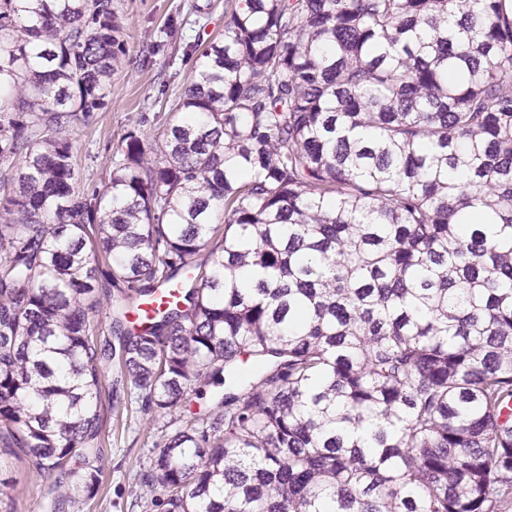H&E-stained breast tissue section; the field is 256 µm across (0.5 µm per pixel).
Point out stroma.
<instances>
[{
	"label": "stroma",
	"mask_w": 512,
	"mask_h": 512,
	"mask_svg": "<svg viewBox=\"0 0 512 512\" xmlns=\"http://www.w3.org/2000/svg\"><path fill=\"white\" fill-rule=\"evenodd\" d=\"M119 17L126 53L112 74V90L104 112L71 137L72 160L85 190H104L111 158L130 129L158 144L169 109L187 87L196 58L211 41L224 37V24L238 0H112ZM98 407L101 448L96 464L99 485L93 495L77 493L65 512H160L153 491L141 477L167 439L192 414L216 408L214 386L200 385L176 411H145L117 363L103 370ZM0 479L12 487L11 512H44L51 478L37 475L24 454L0 456Z\"/></svg>",
	"instance_id": "35a3bbf8"
}]
</instances>
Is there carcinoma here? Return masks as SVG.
<instances>
[{"instance_id": "cac0c4a2", "label": "carcinoma", "mask_w": 512, "mask_h": 512, "mask_svg": "<svg viewBox=\"0 0 512 512\" xmlns=\"http://www.w3.org/2000/svg\"><path fill=\"white\" fill-rule=\"evenodd\" d=\"M119 30L112 0H0V444L93 492L96 289L178 282L124 373L224 413L152 460L163 512H505L512 0H242L89 194L69 136Z\"/></svg>"}]
</instances>
